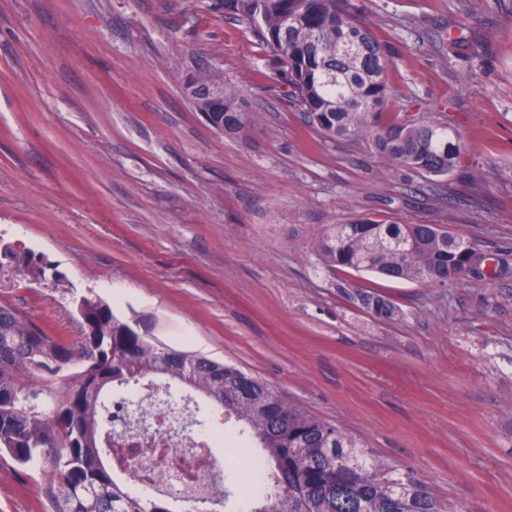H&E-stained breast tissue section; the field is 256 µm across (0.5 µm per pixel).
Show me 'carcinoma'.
Returning a JSON list of instances; mask_svg holds the SVG:
<instances>
[{"label": "carcinoma", "instance_id": "1", "mask_svg": "<svg viewBox=\"0 0 512 512\" xmlns=\"http://www.w3.org/2000/svg\"><path fill=\"white\" fill-rule=\"evenodd\" d=\"M224 12L249 24L286 68L290 102L325 137H360L391 167L431 177L461 167L463 144L448 126L424 116L387 117L384 46L348 0H224ZM196 79L224 88V121L228 132H239L247 113L224 75L188 81ZM315 252L332 275L370 270L440 288L486 278V257L436 224H334ZM9 255L25 278L51 269L29 252ZM354 299L380 318L395 312L374 292L358 289ZM76 313L79 335L51 336L0 300V453L50 469L40 491L52 512H172L165 498L134 495L112 472L108 394L147 381L224 408V421L259 449L264 488L249 512H454L413 471L239 368L165 346L98 295L81 297ZM216 482L220 494L203 500L199 512H220L233 495L223 476Z\"/></svg>", "mask_w": 512, "mask_h": 512}]
</instances>
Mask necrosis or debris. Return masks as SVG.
<instances>
[{
	"mask_svg": "<svg viewBox=\"0 0 512 512\" xmlns=\"http://www.w3.org/2000/svg\"><path fill=\"white\" fill-rule=\"evenodd\" d=\"M192 407L182 395L167 405L133 390L112 409L114 445L135 488L164 491L169 502L188 512H195L200 499L214 495L216 473L231 465L229 458L213 453L222 420L196 428Z\"/></svg>",
	"mask_w": 512,
	"mask_h": 512,
	"instance_id": "necrosis-or-debris-1",
	"label": "necrosis or debris"
}]
</instances>
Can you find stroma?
Segmentation results:
<instances>
[{
    "label": "stroma",
    "mask_w": 512,
    "mask_h": 512,
    "mask_svg": "<svg viewBox=\"0 0 512 512\" xmlns=\"http://www.w3.org/2000/svg\"><path fill=\"white\" fill-rule=\"evenodd\" d=\"M350 4L385 47L389 112L446 121L465 146L456 172L324 138L224 0H0V239L70 283L7 267L0 298L68 336L95 292L161 343L343 425L461 512H512V275L337 278L313 248L363 217L437 224L512 265V0ZM208 71L245 102L236 134L184 93ZM47 477L0 460V512H51ZM353 297L366 309L372 311L380 318H391L395 312L393 304L380 294L363 289H356Z\"/></svg>",
    "instance_id": "obj_1"
}]
</instances>
